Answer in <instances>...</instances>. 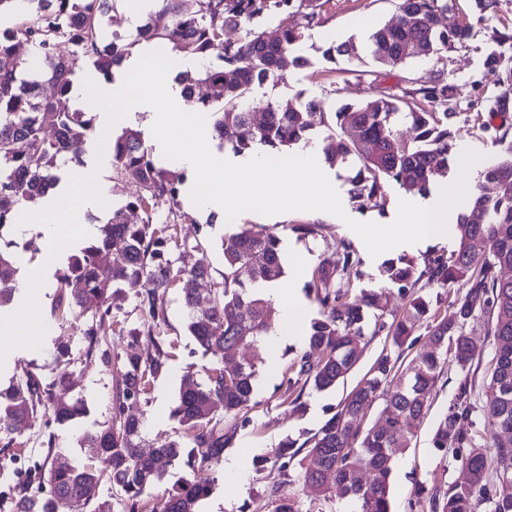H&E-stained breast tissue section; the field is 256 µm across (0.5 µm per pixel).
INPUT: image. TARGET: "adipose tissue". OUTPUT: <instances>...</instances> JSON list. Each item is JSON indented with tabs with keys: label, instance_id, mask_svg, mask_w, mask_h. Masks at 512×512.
<instances>
[{
	"label": "adipose tissue",
	"instance_id": "1",
	"mask_svg": "<svg viewBox=\"0 0 512 512\" xmlns=\"http://www.w3.org/2000/svg\"><path fill=\"white\" fill-rule=\"evenodd\" d=\"M302 264L303 261L299 255H290L291 276L287 285L269 291L278 307L279 317L266 338L268 361H275L280 349L284 346L289 344L299 346L304 342V309L296 288L302 276Z\"/></svg>",
	"mask_w": 512,
	"mask_h": 512
}]
</instances>
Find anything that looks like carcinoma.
<instances>
[{
    "instance_id": "1",
    "label": "carcinoma",
    "mask_w": 512,
    "mask_h": 512,
    "mask_svg": "<svg viewBox=\"0 0 512 512\" xmlns=\"http://www.w3.org/2000/svg\"><path fill=\"white\" fill-rule=\"evenodd\" d=\"M116 0H28L21 22L0 29V228L13 223L21 206L33 202L59 184L57 168L83 164L88 135L94 131L89 112L71 110L73 76L80 60L90 62L106 78L126 74L124 64L136 46H148L168 57L196 56L208 60L195 83L180 79L182 97L196 103L195 111L212 118L215 137L224 148L239 154L254 146L276 149L300 142L320 124L329 129L321 151L331 167L357 165L349 178L350 197L362 209L384 210L383 183L393 181L408 193L430 194V183L449 170L454 148L446 108L448 84L437 78L403 96L381 95L360 103H346L328 114L311 99L297 105H268L256 122L249 109L254 90L282 78L285 56L304 68L309 60L295 54L305 31L312 27L317 0H147L141 23L129 38L105 34V23ZM397 19L375 27L365 50L382 66L397 67L413 59L409 45L425 46L418 58L443 63L448 49L469 37L466 26L442 29L434 23L448 11V0H399ZM238 32L235 39L226 31ZM74 46L73 55L54 51L58 39ZM20 41L36 49L40 69L28 73L27 61L17 56ZM345 56L351 65L361 61L357 45L331 42L323 57ZM50 84L54 95L43 93ZM210 89L206 99H195L194 84ZM112 167L137 184L140 193L112 210L101 238L56 271L54 310L66 307L87 316L80 329L87 357L108 369L117 362L113 388L114 411L104 426L86 433L80 447L93 450L91 466H42L23 481L8 485L0 507L8 512H139L141 502L166 468L181 465L185 475L162 494L153 512H198L214 480L201 481L197 472L224 453L237 431L250 423L256 368L248 351L262 342L276 315L272 300L257 291L285 274L281 239L248 227L233 235L224 247L222 280L213 282L206 296L196 285L210 277V267L197 261L191 268L176 267L169 258L172 235L157 226L162 204L178 205L183 172L158 166L141 132L124 128L109 139ZM500 159L482 171L475 185L470 211L458 217V243L451 254H432L419 268L413 258L388 260L380 269L377 288L351 299L347 271L362 264L347 243L333 259L314 267L307 284L317 306L310 323L308 350L287 369L282 385L293 409H303L304 389L323 391L345 380L368 344L365 310L374 311L371 335L385 333L383 348L365 376L337 410L303 445L307 454L298 462V481L317 496L351 497L360 512H391L390 477L398 451L410 447L413 424L430 408L432 392L447 359L462 378L455 402L439 421L433 447L467 473L462 483L414 487V496L429 512H512V125L495 127ZM496 186L493 195L483 192ZM141 213L132 223L128 214ZM0 244V309L15 295L16 272L8 248ZM439 288L458 282L470 285L467 294L447 308L441 297L420 293L422 280ZM174 283L181 284L187 329L203 354H240L232 364L203 368L204 378L185 375L171 417L184 435L161 448L141 446L143 421L126 413L129 404L147 394L151 380L166 367L169 353L162 344L145 356L128 352L112 357V303L128 291L152 321L165 320L163 297ZM410 297L400 315H387L383 301L392 293ZM492 319L495 355L484 405H477L471 368L480 361L466 324L476 311ZM427 329L426 347L403 363L412 349L414 333ZM319 352L313 358L310 352ZM70 373L60 365L46 377L24 369L0 391V413L8 425L0 427V452L16 444L14 434L40 414L67 425L88 413L83 398L71 394ZM383 403L380 426L365 427L371 403ZM483 408L490 440L469 434L461 422ZM296 441L286 440L271 459L254 461L288 475L299 453ZM119 499L99 496L101 485Z\"/></svg>"
}]
</instances>
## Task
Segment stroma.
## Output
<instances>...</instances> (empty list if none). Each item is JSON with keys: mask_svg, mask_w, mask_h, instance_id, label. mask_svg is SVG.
Masks as SVG:
<instances>
[{"mask_svg": "<svg viewBox=\"0 0 512 512\" xmlns=\"http://www.w3.org/2000/svg\"><path fill=\"white\" fill-rule=\"evenodd\" d=\"M319 2L318 22L307 31L302 44V53L310 60L309 66L286 67L281 80L257 88L250 101L252 112L260 115L267 103L300 98L321 100L325 111L332 112L349 102L429 85L442 74L448 83V109L454 114L452 129L455 141L486 154L488 161L497 160L495 131L485 128L484 123L500 91L512 86V0H495L493 8L487 10L480 8L479 0H452L443 24L448 28L468 26L470 37L465 43L449 49L444 64L414 60L390 68L375 66L368 60L357 72L346 71L344 60L334 63L324 60L322 52L327 45L326 34H333L339 43L350 39L362 41V25L375 26L395 19L398 0ZM492 52L500 57L499 64L493 68L486 64V57ZM331 173L348 216L380 224L393 221L398 201L405 195L398 184L385 183L383 211H363L357 209L350 198L348 179L353 174L352 168L335 167ZM157 218L159 223L167 222L177 227V243L169 252L173 264L188 267L198 260H205L212 278L219 277L224 269L223 240L238 232L243 225L278 235L289 248L302 253L309 268L331 257L340 242H350L362 259L361 266L350 273L351 295L373 288L380 278L382 258H371L357 234L339 218L324 212H291L277 220L246 212L235 222L215 224L183 204L175 208L160 206ZM299 224L318 225L319 231L314 235H302L295 230ZM0 240L10 243L14 259L33 264L45 258L43 235L37 227H29L20 233L15 225H6L0 228ZM55 292L56 280L54 276H47L38 292L40 313L48 325L43 347L39 350L14 349L11 359L0 368V387H7L11 377L30 364L37 365L45 375H53L56 348L66 346L65 361L71 372L72 390L85 400L89 412L78 422L58 429L57 459L79 465L87 463L91 455L90 449L80 447V436L98 429L112 413L115 376L89 362L86 343L78 331L80 317L71 315L64 321L52 317ZM165 307L167 321L155 328L153 338L172 342V355L166 370L153 380L146 398L132 409L133 414L144 422L142 437L145 445L154 448L168 444L179 434L170 412L184 375L190 367L199 368L214 362L213 356L203 355L189 336L178 290H168ZM153 338H141L139 350L153 352ZM386 342L385 335L375 336L354 370L336 388L325 391L306 389L305 409L300 413L293 412L288 404L283 403L277 391L282 371L296 357L298 347L284 348L273 371L267 366L264 348H256L254 358L258 375L249 411L251 423L236 434L231 444L232 450H246L249 463L234 483L225 481L223 462L213 463L205 475L215 478L216 484L209 497L201 502L200 512H273L275 499L272 491L276 488L281 493L294 494L302 512H357L355 500L315 496L308 493L301 483H289L278 473L256 472L252 461L261 455L274 454L284 440L293 439L300 443L317 432L331 416L333 408L368 371ZM459 376L455 363H447L428 413L414 427L409 448L397 455L391 475V512H422L412 494L415 482H450L460 478V470L449 467L447 458L439 455L431 442L439 418L455 400Z\"/></svg>", "mask_w": 512, "mask_h": 512, "instance_id": "1", "label": "stroma"}]
</instances>
